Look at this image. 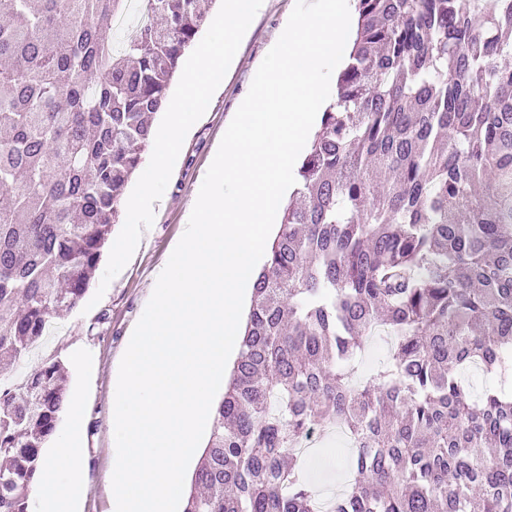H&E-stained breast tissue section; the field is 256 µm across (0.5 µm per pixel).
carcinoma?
<instances>
[{
    "instance_id": "1",
    "label": "carcinoma",
    "mask_w": 512,
    "mask_h": 512,
    "mask_svg": "<svg viewBox=\"0 0 512 512\" xmlns=\"http://www.w3.org/2000/svg\"><path fill=\"white\" fill-rule=\"evenodd\" d=\"M0 0V362L78 309L205 0ZM335 102L297 170L182 512H318L298 448L342 428L330 512H512V0H356ZM391 350L360 369L365 337ZM48 358L0 381V512L69 403ZM470 386V390L474 398H478L482 392L488 387H497L504 384L505 390L510 391L512 385L511 375L509 377H503L500 374L497 375H486L480 374L476 377L467 380Z\"/></svg>"
}]
</instances>
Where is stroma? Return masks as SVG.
I'll return each mask as SVG.
<instances>
[{
	"label": "stroma",
	"mask_w": 512,
	"mask_h": 512,
	"mask_svg": "<svg viewBox=\"0 0 512 512\" xmlns=\"http://www.w3.org/2000/svg\"><path fill=\"white\" fill-rule=\"evenodd\" d=\"M294 6L295 0H264L262 9L247 18L235 65L226 70L210 105L197 114L167 179L156 188L163 206L148 207L134 216L123 214L121 224L113 228L112 235L118 238L127 233L131 221H138L139 245L119 266L113 265L111 255H103L81 307L60 320L58 332L45 338L29 360L33 366L49 358L67 362L70 386L83 394L86 492L77 512H110L112 490L107 472L112 461L114 372L170 249L185 231L186 212L199 192L213 148ZM306 457L308 476L322 498L336 497L355 477L352 454L341 432L314 434Z\"/></svg>",
	"instance_id": "stroma-1"
}]
</instances>
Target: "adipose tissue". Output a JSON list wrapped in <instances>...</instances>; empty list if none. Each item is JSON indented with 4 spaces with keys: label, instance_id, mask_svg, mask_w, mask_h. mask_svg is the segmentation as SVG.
Segmentation results:
<instances>
[{
    "label": "adipose tissue",
    "instance_id": "1",
    "mask_svg": "<svg viewBox=\"0 0 512 512\" xmlns=\"http://www.w3.org/2000/svg\"><path fill=\"white\" fill-rule=\"evenodd\" d=\"M260 5L261 0H225L223 16L214 20L206 43L191 57L178 97L166 104L169 122L166 130L152 142L151 170L142 180L143 198L153 197L156 184L167 175L182 134L191 126L200 103L210 98L220 82L225 62L234 57L246 17ZM83 414L81 393H72L66 417L75 430L60 437L56 448L46 458L42 477L34 487L32 512H74L83 496L84 448L76 430Z\"/></svg>",
    "mask_w": 512,
    "mask_h": 512
}]
</instances>
